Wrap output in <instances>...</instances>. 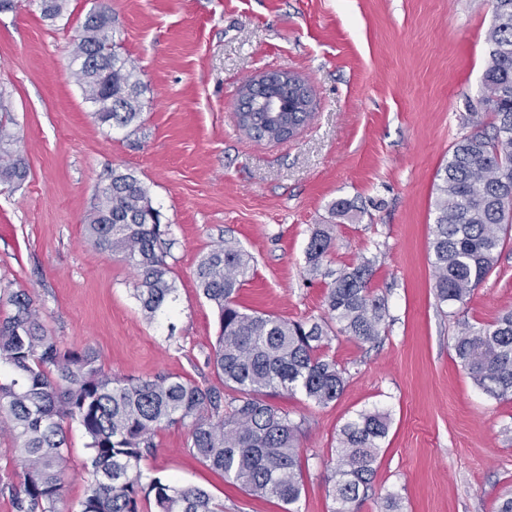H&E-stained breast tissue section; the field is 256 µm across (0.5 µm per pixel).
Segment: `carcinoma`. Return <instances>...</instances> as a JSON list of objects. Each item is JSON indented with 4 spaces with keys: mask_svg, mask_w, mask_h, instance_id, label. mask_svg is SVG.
Instances as JSON below:
<instances>
[{
    "mask_svg": "<svg viewBox=\"0 0 512 512\" xmlns=\"http://www.w3.org/2000/svg\"><path fill=\"white\" fill-rule=\"evenodd\" d=\"M66 10L67 0H42L47 19ZM114 23L110 6L87 12L72 57L88 60L76 77L99 124L128 129L140 122L146 85L118 51ZM485 41L478 107L465 118L474 130L449 148L436 187L429 248L441 304H466L512 239V0H493ZM267 95L256 91L252 122L240 129L277 140L279 131L265 112ZM480 108L493 116L488 127ZM11 123L0 93V185L8 186L29 174ZM85 231L96 248L122 255L134 268L135 297L148 320L173 310L177 288L166 262V229L135 172H112ZM332 247L333 225H316L306 250L310 268L318 269ZM250 271L251 256L229 240L198 264L197 287L219 318L207 365L220 388L170 375L109 376L96 351L60 348L27 290L0 294V431L11 438L22 473L20 486L9 487L14 512H63L70 423L80 426L90 450L84 469L91 480L79 512H224V503L203 488L144 473L141 461L155 447L157 431L172 424L188 429L189 452L225 480L285 506L300 500L302 423L273 399L286 392L317 406L336 401L345 371L323 353L333 326L361 343H375L386 302L372 292L374 267L364 260L336 272L325 299L327 318L320 322L248 313L237 295ZM453 349L456 363L484 393L512 396V308L489 324L465 327ZM225 388L238 393L228 403ZM388 430V417L379 411L361 412L340 429L331 458L336 512H354L368 494Z\"/></svg>",
    "mask_w": 512,
    "mask_h": 512,
    "instance_id": "cac0c4a2",
    "label": "carcinoma"
}]
</instances>
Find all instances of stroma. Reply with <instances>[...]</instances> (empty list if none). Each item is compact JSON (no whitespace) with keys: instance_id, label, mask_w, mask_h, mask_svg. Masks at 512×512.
<instances>
[{"instance_id":"35a3bbf8","label":"stroma","mask_w":512,"mask_h":512,"mask_svg":"<svg viewBox=\"0 0 512 512\" xmlns=\"http://www.w3.org/2000/svg\"><path fill=\"white\" fill-rule=\"evenodd\" d=\"M93 0H68L44 19L39 0L0 12V90L29 175L0 185V289H27L62 349L90 347L106 373L169 374L218 384L206 365L219 332L197 288L200 259L223 240L253 258L246 309L288 320L325 316L333 271L375 262L385 298L377 344L336 334L324 352L345 371L340 397L276 403L303 422L306 458L298 512H334L326 464L342 426L362 411L387 414L373 489L357 512H494L512 489V399L478 389L454 361L464 325L512 307V242L467 305L438 306L429 242L437 174L471 127L492 23L491 0H112L117 40L147 90L134 133L109 131L67 69ZM287 68L312 88V119L286 140L246 135L239 89ZM135 171L168 226L174 314L147 321L136 273L87 240L85 224L113 170ZM354 201L333 218V201ZM335 242L317 272L306 248L315 225ZM64 500L78 508L89 450L67 430ZM146 473L206 489L224 512H283L195 459L188 431L158 430Z\"/></svg>"}]
</instances>
